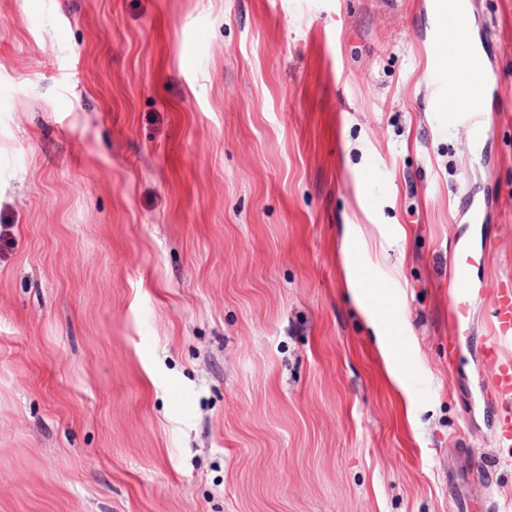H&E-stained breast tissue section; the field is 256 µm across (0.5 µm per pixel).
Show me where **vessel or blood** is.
<instances>
[{
  "label": "vessel or blood",
  "mask_w": 512,
  "mask_h": 512,
  "mask_svg": "<svg viewBox=\"0 0 512 512\" xmlns=\"http://www.w3.org/2000/svg\"><path fill=\"white\" fill-rule=\"evenodd\" d=\"M464 0H447L446 9L435 22L433 39L436 69H449L453 81L436 83V106L441 124L449 129L465 127L468 133L467 149L481 145L489 135L484 113L475 108L482 100L488 77L482 59L470 47L472 41L471 17L463 6ZM476 262L467 244L456 243L452 268L455 277L465 280L464 290L448 301L453 322L468 324L473 299L487 302L489 333L482 347L484 360L490 369L487 386L499 403L492 434L498 445L512 446V275H506L492 284L480 286L467 282V271Z\"/></svg>",
  "instance_id": "b4317fda"
}]
</instances>
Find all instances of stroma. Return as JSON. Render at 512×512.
<instances>
[{
    "label": "stroma",
    "instance_id": "stroma-1",
    "mask_svg": "<svg viewBox=\"0 0 512 512\" xmlns=\"http://www.w3.org/2000/svg\"><path fill=\"white\" fill-rule=\"evenodd\" d=\"M469 4L479 164L434 0H0V512H512L485 303L448 352L455 241L512 273V0ZM464 0H446V9L437 15L433 39L435 68L448 65L454 80L436 82L435 112L448 132L460 126L467 129L466 147L475 150L489 135V126L483 112H477L473 103L483 99L488 77L477 51L469 47L472 41L471 17L463 6ZM459 203L468 215L469 221L472 224H485L486 223V206L475 199L473 193L467 189L463 194L459 195Z\"/></svg>",
    "mask_w": 512,
    "mask_h": 512
}]
</instances>
